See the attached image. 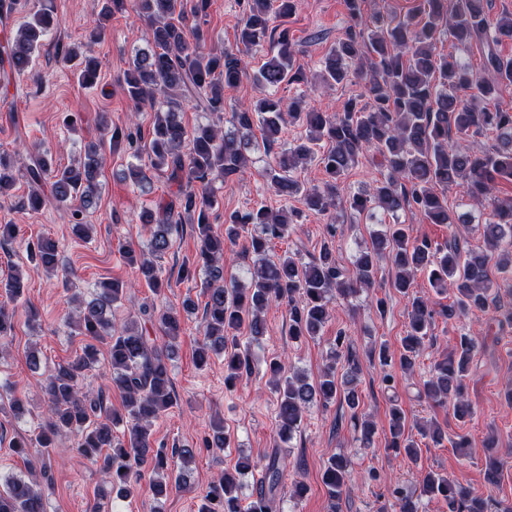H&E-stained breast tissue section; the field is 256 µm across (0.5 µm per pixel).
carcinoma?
<instances>
[{"mask_svg":"<svg viewBox=\"0 0 512 512\" xmlns=\"http://www.w3.org/2000/svg\"><path fill=\"white\" fill-rule=\"evenodd\" d=\"M295 0H238L242 20L235 44L214 49L199 21L208 15L211 0H193L192 14L198 23H182L181 0H104L101 16L89 28L92 43L103 32V21L115 13L133 10L148 22L149 37L135 50L124 74L122 90L139 107L154 111L151 133L112 127L106 117L100 125L113 145L125 143L136 162L120 178L143 193L152 190V177L163 176L177 186L175 199L145 209L140 223L149 230L148 252L127 246L124 256L159 295L170 286L162 259L171 239L188 224L198 245L196 259L179 268L183 279L202 275L206 302L203 308V338L196 349L199 365L211 356H224V383L233 387L253 372V346L266 333L264 311L271 305L288 303V338L318 336L330 316L332 304L373 287L383 262H390L392 287L407 298L408 323L400 340L399 365L413 370L426 347L434 345L435 315L460 321L471 316L492 315L512 322V278L499 284L491 269L512 273V198L493 196L499 179L512 180V109L494 106L502 87L512 86V55L499 47L512 42V11H503L496 21L488 18L491 0H423L420 11L403 18L379 12L365 19V0H345L349 24L342 38L322 61L314 80L321 86L357 85L360 92L348 97L336 112L304 110L303 97L288 100L277 96L284 83L303 81L293 71L295 42L288 28ZM59 26V19L39 11L17 30L4 28L0 38V73L3 77L23 74L46 37ZM450 41L466 52L478 45L482 66L473 68L463 56L443 55L438 45ZM267 44L277 48L253 73L259 96L250 104L232 107L233 129L199 124L188 130L183 121L184 103L194 101L210 114L224 112V92L237 86L246 75L245 57ZM63 61L76 66L78 81L92 85L97 79L94 58L71 47ZM305 124V135L278 151L272 146L283 128L294 122ZM258 125L267 147L261 171L267 187L282 200L297 198L303 209L267 207L234 211L224 215V236L214 234L210 216L217 204L214 183L238 174L247 166L253 149L252 128ZM491 132L495 142L484 147L477 138ZM381 158L386 174L349 198V209L369 219L390 215L394 223L376 233L371 246L360 251L353 275L336 264L338 225L325 224L326 235L319 254L304 261L288 251L270 255L271 242L283 239L305 214L331 216L337 208L338 182L366 152ZM316 163L326 180L309 185L299 173ZM25 169L31 186L26 205L37 210L48 202L71 209L72 232L82 240L91 237L93 225L84 223V213L97 204L98 178L104 166L103 144L89 142L77 165L58 169L43 153L21 164L0 153V194L13 181L15 166ZM51 180L50 196L42 184ZM455 188L476 204L489 199L490 210L480 220L470 211L448 209V200L437 189ZM411 211L431 224H473L483 238V249H466L454 238L441 245L426 237L412 236L399 220ZM248 238L245 253L254 256L243 266L247 284L224 279V250L241 237ZM31 258L53 275L59 264L58 245L48 236L26 243ZM427 275L437 294L450 292L453 304L441 310L430 298L409 293L414 276ZM126 285L118 280L101 282L82 296H75L68 325L92 339L80 353L58 363L46 377L42 391L48 421L38 432L13 441V451L27 461L28 476L0 478V512H47L51 486L50 450L59 433L76 438L80 453L90 459L110 485V492L127 499L142 489L144 467L157 475L148 490L156 500L165 498L171 485L187 488L183 474L172 477L170 462L186 466L197 449L154 447L152 426L174 404L171 361L177 351L184 315L195 310L187 301L183 310L143 306L139 318L118 328L112 308L124 297ZM509 296L503 304L501 293ZM346 336L336 335L319 380L291 373L278 357L267 368L277 396V435L283 442L300 431L311 407L337 402L351 412L358 441L371 447L374 423L358 414L362 395L358 389L359 365L345 349ZM107 349L108 384L92 393L84 389L88 372L99 363L97 344ZM478 349L476 339L460 334L451 352L432 361L430 376L418 398L437 406L453 401V415L463 421L471 415L463 399L465 379ZM346 358L348 367L337 375V365ZM116 388L123 395L124 414L117 415L105 399V390ZM390 447L418 461V443L406 435V415L391 399ZM423 438L439 445L445 438L433 421H414ZM228 443L224 422L212 420L204 436V447L221 450ZM286 465L280 454L266 457L260 487L247 506L238 491L248 466L226 469L213 480L198 512H273L274 499L282 487ZM322 482L330 501V512H339L343 495L351 491L354 477L350 461L343 455L328 460ZM419 488L393 490L398 512H422L423 498L441 504L444 512H488L487 500L473 494L439 472L420 474Z\"/></svg>","mask_w":512,"mask_h":512,"instance_id":"obj_1","label":"carcinoma"}]
</instances>
